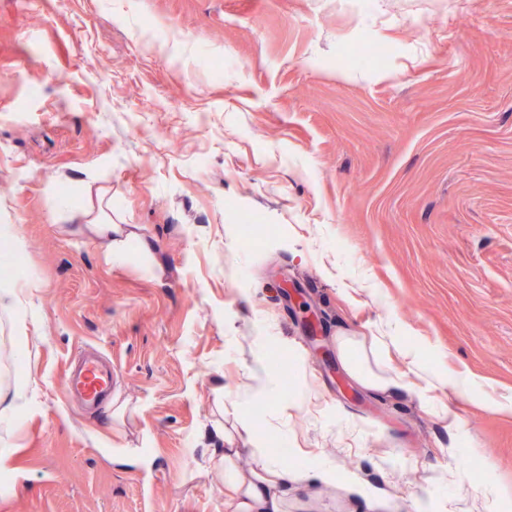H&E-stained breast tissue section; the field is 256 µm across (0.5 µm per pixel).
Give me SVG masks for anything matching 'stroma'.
<instances>
[{"label":"stroma","mask_w":512,"mask_h":512,"mask_svg":"<svg viewBox=\"0 0 512 512\" xmlns=\"http://www.w3.org/2000/svg\"><path fill=\"white\" fill-rule=\"evenodd\" d=\"M101 198L119 264L59 219ZM0 228V512H224L205 430L241 416L341 473L288 512H512V0H0ZM382 330L447 416L350 378L336 333ZM260 336L303 407L237 406ZM112 383V371L104 368L93 357H87L73 372L67 375L66 388L76 390L85 402L98 406Z\"/></svg>","instance_id":"stroma-1"}]
</instances>
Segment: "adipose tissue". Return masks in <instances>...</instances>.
<instances>
[{
    "label": "adipose tissue",
    "instance_id": "adipose-tissue-1",
    "mask_svg": "<svg viewBox=\"0 0 512 512\" xmlns=\"http://www.w3.org/2000/svg\"><path fill=\"white\" fill-rule=\"evenodd\" d=\"M60 217L65 221L84 219V232L99 244L104 256L113 262L124 259L131 233L113 223L105 210L90 215L64 205ZM335 341L340 361L358 385L385 394L413 389L422 405L434 406L436 375L420 364L413 350L400 346L398 337L368 339L342 332ZM390 347L396 348L407 365L406 371L394 370L380 360V352ZM280 396L278 374L266 356H259L249 373L241 407ZM223 438L224 448L210 459L209 467L224 476V512H288V494L297 484L305 482L324 490L336 485L333 463L323 461L303 470L281 464L256 436L250 420H241L236 431H224Z\"/></svg>",
    "mask_w": 512,
    "mask_h": 512
}]
</instances>
